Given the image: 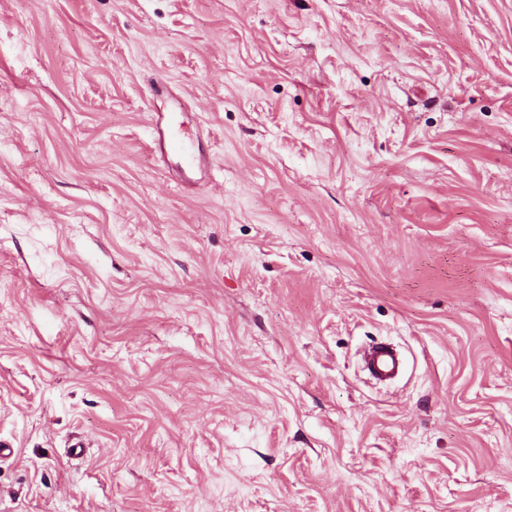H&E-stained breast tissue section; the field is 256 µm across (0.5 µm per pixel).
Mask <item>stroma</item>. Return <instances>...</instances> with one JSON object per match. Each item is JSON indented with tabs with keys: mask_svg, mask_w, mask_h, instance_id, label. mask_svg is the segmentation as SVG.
<instances>
[{
	"mask_svg": "<svg viewBox=\"0 0 512 512\" xmlns=\"http://www.w3.org/2000/svg\"><path fill=\"white\" fill-rule=\"evenodd\" d=\"M0 441V512H512V0H0ZM154 143L162 156L178 155L186 158L188 164L199 171L202 170L204 162L197 160L196 157L189 152V148L185 140L179 134L165 135L160 123H156V136ZM401 364L399 354L387 344H378L369 349L367 368L379 381L394 379L400 372Z\"/></svg>",
	"mask_w": 512,
	"mask_h": 512,
	"instance_id": "stroma-1",
	"label": "stroma"
}]
</instances>
